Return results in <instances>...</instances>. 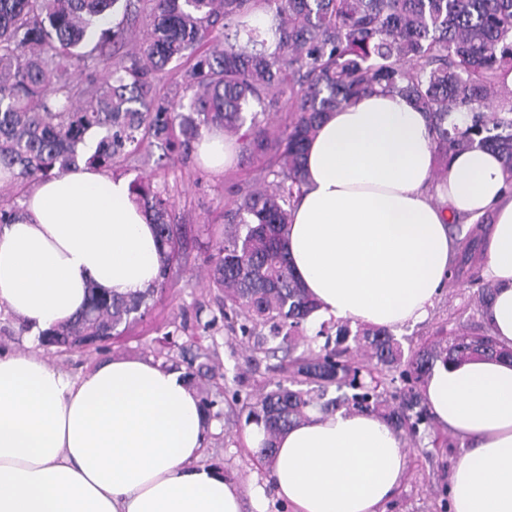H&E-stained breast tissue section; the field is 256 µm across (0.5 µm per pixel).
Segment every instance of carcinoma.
Listing matches in <instances>:
<instances>
[{"label":"carcinoma","mask_w":512,"mask_h":512,"mask_svg":"<svg viewBox=\"0 0 512 512\" xmlns=\"http://www.w3.org/2000/svg\"><path fill=\"white\" fill-rule=\"evenodd\" d=\"M119 1L122 19L100 26ZM258 10L278 20L276 54L241 22ZM141 23L145 37L134 51L119 52ZM172 62L181 65L185 114L156 95L155 74ZM509 71L512 0H0V168L23 185L64 174L81 158L109 167L146 143L170 149L176 129L186 151L204 128L246 126L247 150L261 153L270 138L263 116L282 106L292 118L275 136L276 161L224 211V240L210 273L224 291V318L245 315L230 330L245 334L272 323L273 336L258 347L267 356L282 354L289 374L290 385L276 383L248 411L246 423L265 431L258 455L272 457L278 436L311 409L378 414L395 431L417 437L431 427L420 386L437 361L512 362V347L487 328L406 354L389 330L366 328L354 336L370 356L360 365L342 346L348 330L341 328L335 345L293 356L292 336L317 309L293 274L286 246L306 147L327 113L380 89L409 97L428 115L436 175H446L448 153L483 147L500 155L512 188V89L502 80ZM455 113L466 117L464 126L448 123ZM92 135L98 139L89 153ZM133 194L150 212L170 264L178 238L166 201L141 185ZM159 286L128 296L91 287L85 307L44 333L41 344L71 350L89 337L117 339L121 325L149 310ZM397 369L408 384L399 396L387 378ZM210 372L201 364L185 374L209 418L216 400L203 382Z\"/></svg>","instance_id":"obj_1"}]
</instances>
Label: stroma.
<instances>
[{
  "mask_svg": "<svg viewBox=\"0 0 512 512\" xmlns=\"http://www.w3.org/2000/svg\"><path fill=\"white\" fill-rule=\"evenodd\" d=\"M160 154L157 146L144 147L116 160L111 172L149 185L170 202L169 219L180 227V259L169 268L162 292L150 311L130 323L107 348L60 353L46 347L42 354L56 368L76 373L107 357H150L172 365L181 360V344L199 342L215 362L209 389L221 395L220 415L207 437L203 459L246 495L268 482L269 471L267 461L257 458L244 440L245 419L260 394L283 375L254 350L258 337L269 336V327L259 328L254 337L229 330L224 295L212 288L208 271L224 231L225 208L253 188L274 155L242 151L232 167L214 173L204 169L195 155L171 165L160 161ZM477 289V284L465 280L447 282L426 321L395 331L402 349L435 343L452 332H481L485 308ZM404 446L407 468L384 512H451L448 486L463 453L459 440L436 424L429 435L406 438Z\"/></svg>",
  "mask_w": 512,
  "mask_h": 512,
  "instance_id": "1",
  "label": "stroma"
}]
</instances>
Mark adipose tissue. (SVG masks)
Listing matches in <instances>:
<instances>
[{
  "label": "adipose tissue",
  "instance_id": "obj_1",
  "mask_svg": "<svg viewBox=\"0 0 512 512\" xmlns=\"http://www.w3.org/2000/svg\"><path fill=\"white\" fill-rule=\"evenodd\" d=\"M202 162L221 172L235 140L204 133ZM427 115L373 92L328 113L305 155L288 258L334 317L392 331L425 321L450 276L454 219L481 225L485 319L512 346V191L499 157L453 153L434 181ZM164 255L129 180L81 165L38 182L0 226V308L28 330L0 350V512H241V494L200 464L208 419L181 372L153 359L107 358L73 375L40 354L42 332L84 305L88 286L118 296L149 288ZM427 402L464 453L450 476L452 512H512V363L436 364ZM403 439L381 417L311 412L269 461L293 512H380L404 475Z\"/></svg>",
  "mask_w": 512,
  "mask_h": 512
}]
</instances>
